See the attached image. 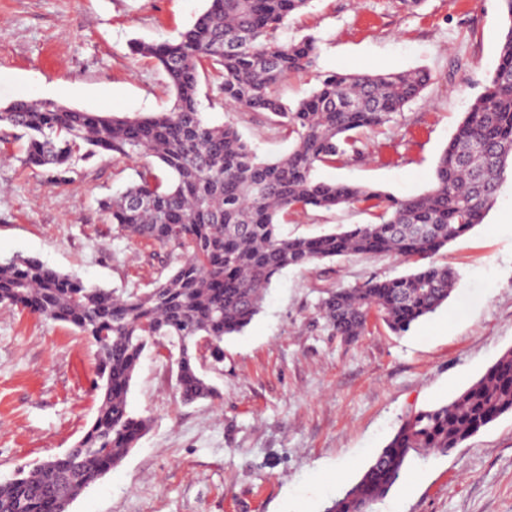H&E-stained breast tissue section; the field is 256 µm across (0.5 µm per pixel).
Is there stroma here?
Segmentation results:
<instances>
[{
  "label": "stroma",
  "mask_w": 512,
  "mask_h": 512,
  "mask_svg": "<svg viewBox=\"0 0 512 512\" xmlns=\"http://www.w3.org/2000/svg\"><path fill=\"white\" fill-rule=\"evenodd\" d=\"M206 0H0V106L53 100L118 116L172 104L155 61L134 42L171 39ZM506 27L501 0H311L276 36H313L323 72L428 71L421 96L358 135L360 159L318 167L327 182L397 198L422 193L463 115L485 90ZM208 71L199 100L211 123H233L266 159L294 139L266 115L218 102ZM24 141H0V259L35 257L107 289L140 288L160 251L121 234L99 205L136 178L133 162L95 157L51 186L24 167ZM371 220L359 206L291 210L281 231L311 236ZM458 275L447 302L404 335L370 321L334 336L319 311L326 289L408 274L393 256H346L275 277L261 312L224 339L219 395L183 404L169 363L145 352L130 409L153 419L123 461L69 512H321L356 480L410 412L451 401L512 348V181L482 224L440 250ZM95 349L70 326L0 307V482L18 465L71 448L95 409ZM376 512H512V414L448 455L413 459Z\"/></svg>",
  "instance_id": "obj_1"
}]
</instances>
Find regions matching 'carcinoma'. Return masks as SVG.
<instances>
[{
  "instance_id": "cac0c4a2",
  "label": "carcinoma",
  "mask_w": 512,
  "mask_h": 512,
  "mask_svg": "<svg viewBox=\"0 0 512 512\" xmlns=\"http://www.w3.org/2000/svg\"><path fill=\"white\" fill-rule=\"evenodd\" d=\"M311 0H209L177 37L136 42L133 54L164 71L172 105L146 116L117 117L52 100L0 107V132L26 137L22 163L65 183L80 160L109 156L141 163L137 180L99 202L129 238L165 250L162 271L145 288L109 290L22 256L0 260V306L72 325L96 348L95 414L72 448L0 482V512H60L116 467L150 429L128 391L144 351L166 348L176 388L189 405L212 398L207 373L224 367V337L261 311L273 278L288 267L348 254L422 262L414 272L326 291L321 313L331 332L361 336L370 318L397 335L435 313L456 273L433 261L483 222L512 170V0L507 29L485 93L465 112L438 159L433 186L398 199L369 187L315 178L316 168L359 154L355 134L391 122L420 96L431 76L419 71L322 73L315 38L281 42L275 33ZM236 44L233 51L225 50ZM223 78L224 103L281 119L295 139L285 155L258 156L231 123H209L199 108L200 77ZM317 81L290 105L277 94L292 74ZM170 174L165 183L156 167ZM364 204L374 218L341 232L288 237L280 217L297 206ZM512 413V349L451 402L409 413L357 482L323 512H373L401 479L409 459L446 455Z\"/></svg>"
}]
</instances>
